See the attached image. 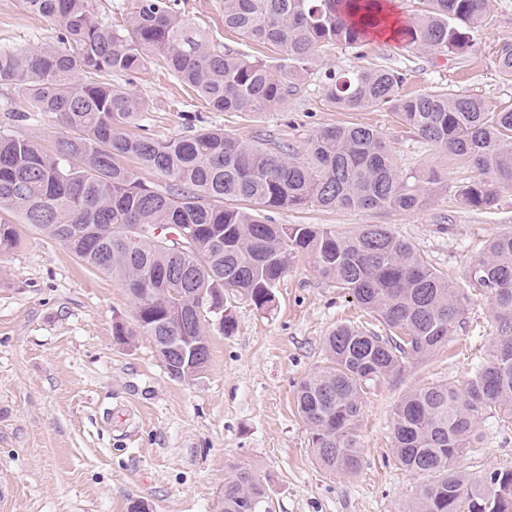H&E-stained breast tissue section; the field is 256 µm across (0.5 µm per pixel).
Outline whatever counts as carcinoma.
Listing matches in <instances>:
<instances>
[{
  "label": "carcinoma",
  "mask_w": 512,
  "mask_h": 512,
  "mask_svg": "<svg viewBox=\"0 0 512 512\" xmlns=\"http://www.w3.org/2000/svg\"><path fill=\"white\" fill-rule=\"evenodd\" d=\"M93 2L24 0L29 13L55 27L56 43L0 48V80L22 92L29 111L52 119L58 134L50 154L33 136L0 131V209L21 211L84 265L118 280L137 303L136 329L117 322L113 336L125 344L137 334L149 337L177 382L186 381L188 360L170 348L171 311L187 313L193 328L219 319L210 312L196 321L191 307L199 291L216 307L231 293L269 311L290 256L299 249L310 254L323 278L384 325L383 335L336 326L325 341L329 365L297 390L318 463L356 472L365 389L447 343L468 295L382 224L344 236L314 224H275L268 213L308 205L412 210L425 202L421 188L399 173L382 134L362 125L321 129L301 154L273 139L244 142L217 128L161 141L130 136L122 126L144 102L112 76L158 63L210 112H276L321 49H359L385 29L388 0H224V27L280 51L290 62L280 70L214 43L177 0H133L124 25L100 18ZM486 3L419 0V12L401 21L392 41L436 58L462 53ZM496 66L512 81V43L500 47ZM407 76L408 69L391 66L330 72L322 89L340 111L391 109L423 142L475 169L460 189L466 206L493 208L500 189L512 186V106L441 89L404 95ZM129 157L164 184L135 177L120 163ZM133 226L160 234L136 237ZM182 227L194 228L188 248L175 241ZM18 242L15 225L0 217V255ZM465 279L488 302L494 338L464 387H424L396 409V461L409 472L436 475L408 512H512V469L475 480L460 466L487 412L512 419V232L492 238ZM263 504L272 500L254 470L225 474L220 512H258Z\"/></svg>",
  "instance_id": "cac0c4a2"
}]
</instances>
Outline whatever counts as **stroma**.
<instances>
[{
  "mask_svg": "<svg viewBox=\"0 0 512 512\" xmlns=\"http://www.w3.org/2000/svg\"><path fill=\"white\" fill-rule=\"evenodd\" d=\"M216 42L283 68L287 60L224 29V0H178ZM56 33L30 15L22 0H0V47L52 42ZM512 43V0H488L473 44L458 58L375 39L362 51L330 46L311 64L298 92L278 112L205 111L196 93L157 67L114 83L136 94L145 110L123 127L130 135L165 140L199 125L224 129L242 141L270 137L303 152L314 132L361 124L382 133L399 171L416 177L426 206L328 209L307 206L272 213L277 224H318L351 234L386 225L414 244L456 284H464L473 255L494 236L512 232V188L487 211L464 205L458 190L473 170L448 152L421 143L390 109L341 112L324 96L327 72L381 65L408 67L407 93L438 88L479 94L491 104L512 103V81L494 61ZM24 106L14 85L0 81V127L38 133L55 149L48 117L15 123ZM19 244L0 256V512H128L135 498L152 512H217L224 476L247 467L266 478L275 512H406L423 477L396 462L392 420L400 401L436 384L465 385L493 336L489 308L471 296L456 334L401 371L377 379L364 398L358 439L361 465L344 474L324 469L310 430L297 410L299 383L327 364L325 338L340 324L382 330L345 290L296 252L276 290L271 311L242 298L227 301L232 334L209 331V361L195 379L171 380L152 341H115V321L134 322V305L112 278L86 268L60 242L27 224ZM483 439L463 465L478 476L512 468V422L492 416Z\"/></svg>",
  "mask_w": 512,
  "mask_h": 512,
  "instance_id": "obj_1",
  "label": "stroma"
}]
</instances>
